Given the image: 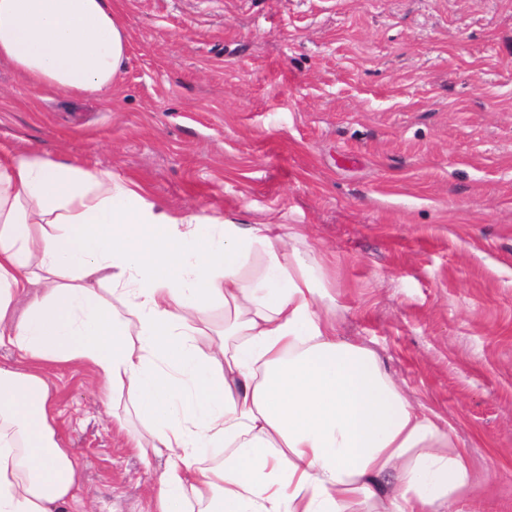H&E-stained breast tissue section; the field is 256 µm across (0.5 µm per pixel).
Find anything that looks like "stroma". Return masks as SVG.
<instances>
[{"label": "stroma", "mask_w": 512, "mask_h": 512, "mask_svg": "<svg viewBox=\"0 0 512 512\" xmlns=\"http://www.w3.org/2000/svg\"><path fill=\"white\" fill-rule=\"evenodd\" d=\"M105 101L0 63V144L132 179L166 210L287 224L341 336L467 450L454 512H512V0H119ZM88 512H154L167 455L86 367L50 375Z\"/></svg>", "instance_id": "stroma-1"}]
</instances>
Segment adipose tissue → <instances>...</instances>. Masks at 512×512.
<instances>
[{
	"label": "adipose tissue",
	"instance_id": "adipose-tissue-1",
	"mask_svg": "<svg viewBox=\"0 0 512 512\" xmlns=\"http://www.w3.org/2000/svg\"><path fill=\"white\" fill-rule=\"evenodd\" d=\"M128 51L112 0H0V61L31 89L108 97ZM335 303L280 225L171 213L110 170L0 149V347L27 362L0 367V512H81L44 374L71 364L128 396L140 455L168 452L156 512H449L467 451L340 336ZM210 447L223 461L200 465Z\"/></svg>",
	"mask_w": 512,
	"mask_h": 512
}]
</instances>
